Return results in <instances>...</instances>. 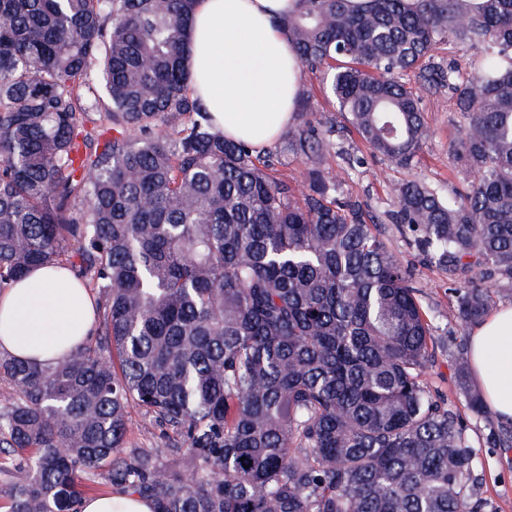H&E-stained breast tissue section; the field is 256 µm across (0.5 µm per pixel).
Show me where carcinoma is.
<instances>
[{
	"mask_svg": "<svg viewBox=\"0 0 512 512\" xmlns=\"http://www.w3.org/2000/svg\"><path fill=\"white\" fill-rule=\"evenodd\" d=\"M196 0H0V292L67 265L96 340L41 366L0 353L9 512H80L87 481L154 512H488L461 416L422 379L432 327L411 270L341 192L307 119L296 198L189 92ZM282 25L372 154L408 169L424 96L464 123L473 175L396 189L391 223L448 279L463 325L512 283V0H297ZM480 51L464 74L433 54ZM455 386L478 414L467 350ZM167 448H126L130 410Z\"/></svg>",
	"mask_w": 512,
	"mask_h": 512,
	"instance_id": "carcinoma-1",
	"label": "carcinoma"
}]
</instances>
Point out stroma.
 Here are the masks:
<instances>
[{
    "label": "stroma",
    "mask_w": 512,
    "mask_h": 512,
    "mask_svg": "<svg viewBox=\"0 0 512 512\" xmlns=\"http://www.w3.org/2000/svg\"><path fill=\"white\" fill-rule=\"evenodd\" d=\"M301 83L311 94L312 111L317 117L333 123V140L351 155L350 160L338 158L333 162L335 170L342 176L345 191L360 201L366 213L377 217L379 232L392 244L400 259L416 266L414 285L431 319L437 343L435 359L425 369L423 379L431 389L445 395L467 425L468 438L480 454L477 492L490 502L493 512H512V447L498 448L487 444L489 430L498 425L496 418L473 413L464 396L454 387V355L461 345L467 344L470 330L454 316V297L445 277L420 264L414 248L386 218L387 211L395 207L394 188L402 181L421 179L447 193L466 188L470 177L452 154L462 120L451 112L447 95L425 97L422 109L432 136L412 168L400 169L367 150L336 104L324 96L314 74L302 72Z\"/></svg>",
    "instance_id": "stroma-1"
}]
</instances>
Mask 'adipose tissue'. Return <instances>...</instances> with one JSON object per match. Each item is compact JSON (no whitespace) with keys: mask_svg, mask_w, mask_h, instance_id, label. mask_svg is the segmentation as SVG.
<instances>
[{"mask_svg":"<svg viewBox=\"0 0 512 512\" xmlns=\"http://www.w3.org/2000/svg\"><path fill=\"white\" fill-rule=\"evenodd\" d=\"M296 0H197L190 25V89L215 129L259 151L297 116L300 65L281 21ZM93 299L63 266L38 268L0 293V351L41 364L94 330ZM470 375L499 421L512 424V306L470 333Z\"/></svg>","mask_w":512,"mask_h":512,"instance_id":"adipose-tissue-1","label":"adipose tissue"}]
</instances>
